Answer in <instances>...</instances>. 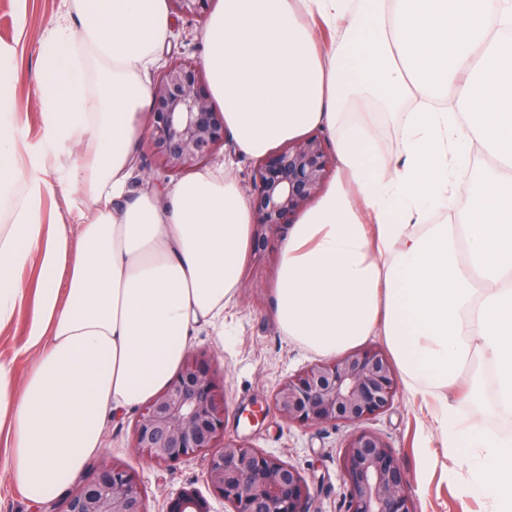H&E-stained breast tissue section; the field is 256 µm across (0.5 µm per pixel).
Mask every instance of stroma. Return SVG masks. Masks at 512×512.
Wrapping results in <instances>:
<instances>
[{
    "label": "stroma",
    "mask_w": 512,
    "mask_h": 512,
    "mask_svg": "<svg viewBox=\"0 0 512 512\" xmlns=\"http://www.w3.org/2000/svg\"><path fill=\"white\" fill-rule=\"evenodd\" d=\"M67 10V0H0V46L15 50L11 80L20 109L19 133L36 140L41 133L34 90L40 71L39 44L48 29ZM205 51L204 24L195 19H174L163 59L201 62ZM350 120L375 125L369 154L391 164L403 155L398 116L392 112H353ZM281 239L272 235L261 253H247L239 276L238 295L224 308V332L216 334L199 323L190 348L214 355L224 371V395L229 405L224 433L247 439L254 447L281 457L297 468L312 487L310 512H345L347 488L338 456L350 432L343 425L300 428L287 424L272 406L271 395L288 376L315 363V355L280 329L274 305ZM28 308L16 312L0 327V359L14 363L16 379H23L31 360L21 350ZM436 401L401 385L392 406L367 421L368 429L387 437L403 469L418 512H492L487 500L466 497L462 489L470 479L468 457L450 456L435 429ZM136 410L107 419L102 452L82 474L91 479L103 465L119 463L135 471L148 512H165L168 500L185 486L207 492V454L166 466L155 463L134 447Z\"/></svg>",
    "instance_id": "obj_1"
}]
</instances>
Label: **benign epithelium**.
Here are the masks:
<instances>
[{"label": "benign epithelium", "mask_w": 512, "mask_h": 512, "mask_svg": "<svg viewBox=\"0 0 512 512\" xmlns=\"http://www.w3.org/2000/svg\"><path fill=\"white\" fill-rule=\"evenodd\" d=\"M171 13L207 19L212 0H168ZM145 138L157 168L169 176L208 163L224 145V113L211 98L196 64L175 58L151 86ZM335 167L325 138L311 133L257 159L249 200L256 215L252 250L293 223L318 194ZM223 374L214 356L186 355L167 386L139 409L135 448L151 460L175 465L197 453L209 461L206 483L232 512H310L311 485L295 467L249 442L224 437L229 406ZM399 380L387 353L364 347L314 363L275 390L272 405L285 422L299 427L361 424L389 409ZM348 489L346 512H416L409 481L387 440L358 429L340 458ZM63 512H147L135 472L122 465L101 469L65 502ZM166 512H212L193 486L168 501Z\"/></svg>", "instance_id": "7a95c632"}]
</instances>
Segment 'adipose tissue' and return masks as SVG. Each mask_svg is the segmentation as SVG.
Here are the masks:
<instances>
[{"mask_svg":"<svg viewBox=\"0 0 512 512\" xmlns=\"http://www.w3.org/2000/svg\"><path fill=\"white\" fill-rule=\"evenodd\" d=\"M319 25L343 32L336 55L320 51ZM171 27L167 0H72L39 49L34 144L16 135L14 55L0 50V326L29 305L32 355L20 385L0 360V465L33 504L101 453L108 416L166 387L196 325L223 326L240 287L255 213L223 169L182 179L163 205L126 198L143 77ZM205 36L210 91L242 155L337 133L340 174L281 245L282 331L321 357L381 331L400 376L439 394L444 445L472 461L467 493L512 512V439L484 426L512 414V0H220ZM355 92L397 114L395 167L370 158L369 125L346 119ZM476 145L499 165L474 184ZM59 183L77 231L45 221ZM455 390L474 399L472 418Z\"/></svg>","mask_w":512,"mask_h":512,"instance_id":"1","label":"adipose tissue"}]
</instances>
